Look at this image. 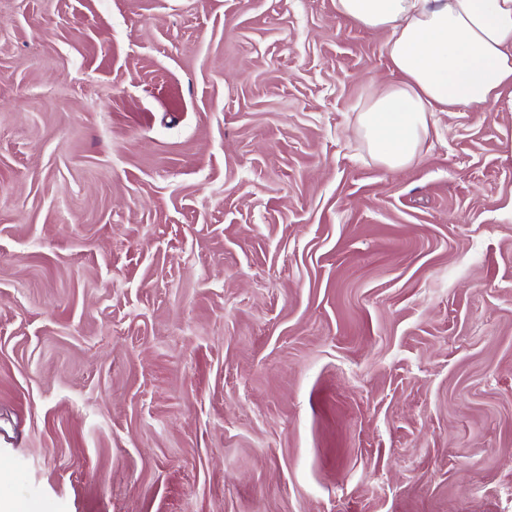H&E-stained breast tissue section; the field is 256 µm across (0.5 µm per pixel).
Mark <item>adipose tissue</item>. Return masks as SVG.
I'll return each instance as SVG.
<instances>
[{
	"label": "adipose tissue",
	"instance_id": "1",
	"mask_svg": "<svg viewBox=\"0 0 512 512\" xmlns=\"http://www.w3.org/2000/svg\"><path fill=\"white\" fill-rule=\"evenodd\" d=\"M337 14L388 31L386 53L400 83L359 114V131L384 165L411 162L429 117L462 107L512 108V0H335Z\"/></svg>",
	"mask_w": 512,
	"mask_h": 512
}]
</instances>
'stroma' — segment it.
Masks as SVG:
<instances>
[{
  "instance_id": "obj_1",
  "label": "stroma",
  "mask_w": 512,
  "mask_h": 512,
  "mask_svg": "<svg viewBox=\"0 0 512 512\" xmlns=\"http://www.w3.org/2000/svg\"><path fill=\"white\" fill-rule=\"evenodd\" d=\"M333 0H0V490L30 512H512V112Z\"/></svg>"
}]
</instances>
